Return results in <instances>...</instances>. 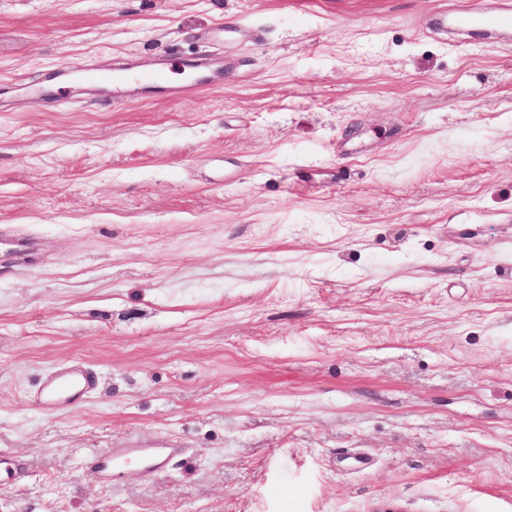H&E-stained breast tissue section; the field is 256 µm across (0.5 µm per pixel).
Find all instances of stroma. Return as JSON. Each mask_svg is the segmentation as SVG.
Here are the masks:
<instances>
[{
	"mask_svg": "<svg viewBox=\"0 0 512 512\" xmlns=\"http://www.w3.org/2000/svg\"><path fill=\"white\" fill-rule=\"evenodd\" d=\"M504 11L0 0V512H512V31L454 24ZM152 73H134L129 69L115 66L111 68H94L87 70L94 74L99 83L112 84V92L124 93L125 90L134 91L146 85H165L166 96L174 99L193 93L197 89L194 83H169L164 69ZM95 380L78 367L58 370L44 377L35 392V400L45 406L75 404ZM170 448H106L96 453L90 463L95 472L111 477L125 472L130 465L146 473L161 471L170 455Z\"/></svg>",
	"mask_w": 512,
	"mask_h": 512,
	"instance_id": "obj_1",
	"label": "stroma"
}]
</instances>
